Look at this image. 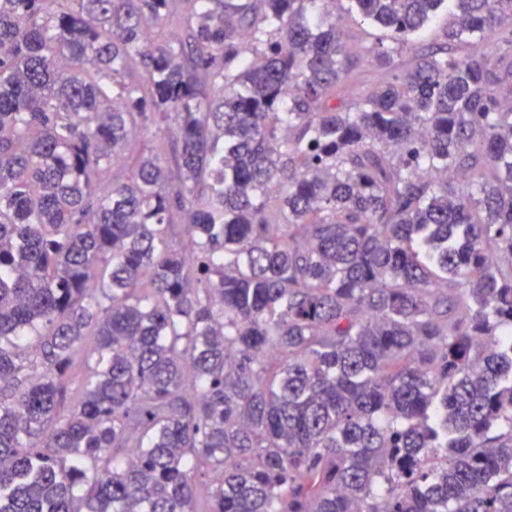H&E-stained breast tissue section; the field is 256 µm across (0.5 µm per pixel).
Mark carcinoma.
Here are the masks:
<instances>
[{
	"instance_id": "cac0c4a2",
	"label": "carcinoma",
	"mask_w": 512,
	"mask_h": 512,
	"mask_svg": "<svg viewBox=\"0 0 512 512\" xmlns=\"http://www.w3.org/2000/svg\"><path fill=\"white\" fill-rule=\"evenodd\" d=\"M344 2L0 0V512H512V0ZM336 13L341 16L339 26L343 31L344 38L347 39L353 47H357V35H361L366 43L375 42L378 38H381L385 46L397 48V45L386 36L387 33L385 31L366 24L364 25L362 21L358 19L355 20L354 18L346 15L339 2H336ZM448 27V14L443 13L437 17L423 37L403 47H398L394 53V60L398 66L405 65L414 52H420L428 46L442 44L445 40L442 37L443 31ZM147 136L138 139L131 147L130 152L127 154L126 159L114 165L108 170L107 178L112 181V178H125L129 172L130 165L142 154H150L157 152V144L159 137L163 136V132H157L159 137H155L153 134L155 130H152Z\"/></svg>"
}]
</instances>
